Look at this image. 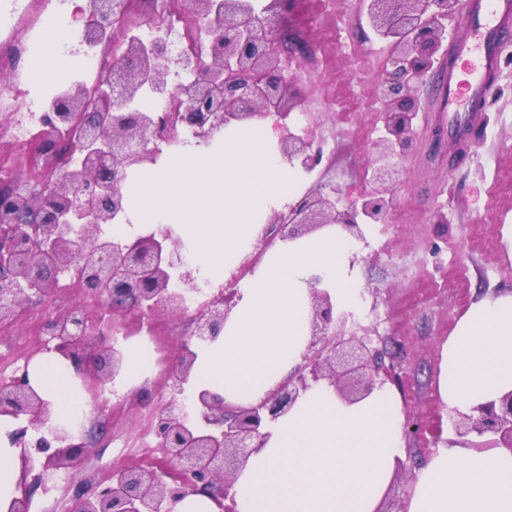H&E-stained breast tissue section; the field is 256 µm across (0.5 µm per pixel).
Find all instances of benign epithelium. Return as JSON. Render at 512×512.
<instances>
[{
	"instance_id": "1",
	"label": "benign epithelium",
	"mask_w": 512,
	"mask_h": 512,
	"mask_svg": "<svg viewBox=\"0 0 512 512\" xmlns=\"http://www.w3.org/2000/svg\"><path fill=\"white\" fill-rule=\"evenodd\" d=\"M186 4L210 37L205 56L185 61L194 78L169 81L178 51L166 39L145 43L125 38L96 91L77 84L45 115L37 152L50 159V168L40 189L29 194L12 187L0 191V326L13 322L32 298L46 295L71 271L81 275L85 294L114 315L130 310L149 317L188 312L186 293L196 287L195 277L179 261L180 240L170 227L160 226L132 240L106 235L107 227L125 215L128 171L155 163L161 145L177 143L181 132L207 144L233 121L260 120L274 113L281 120L282 158L307 173L320 163L321 151L284 123L301 99L296 82L279 66L278 49L293 52L300 45L282 37L272 19L291 9L295 0H270L260 13L252 0ZM462 6L463 0H361L367 24L391 47L375 87L384 133L372 143L374 189L345 209L330 195L306 193L272 213L259 237L261 249L277 238L294 240L327 224L362 240V224L388 221L392 199L387 194L400 161L414 147V90L434 72L448 40V21ZM130 8L131 0H88L80 43H103ZM148 87L169 97L172 109L136 108ZM72 124L78 135L65 141L62 129ZM237 295L234 288L222 289L195 309L191 331L165 368L164 385L171 398L149 417L155 447L165 461L161 467L116 468L96 489H89L81 475L82 462L91 453L86 434L53 418L49 403L29 382L28 366L1 382L0 416L23 422L10 435L22 467L20 495L11 512H29L27 476L34 450L45 459L33 482L59 469L71 471L66 512H173L177 502L199 492L208 494L220 512H236L232 489L237 472L263 447L268 423L320 381L334 386L341 397L357 400L380 376H390L383 351L356 336L336 337V322H345L346 315L334 317L329 295L314 288L311 338L303 362L286 380L248 406L228 404L202 391L192 402L194 412H189L179 396L197 359L196 347L214 341L224 330ZM46 330L52 342L48 351L67 360L85 388L113 383L120 375L123 352L95 342L82 307L51 317ZM154 389L155 381L147 378L121 402L135 406ZM458 417L459 434L491 433L493 444L512 448V392Z\"/></svg>"
}]
</instances>
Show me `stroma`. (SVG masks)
<instances>
[{
  "instance_id": "1",
  "label": "stroma",
  "mask_w": 512,
  "mask_h": 512,
  "mask_svg": "<svg viewBox=\"0 0 512 512\" xmlns=\"http://www.w3.org/2000/svg\"><path fill=\"white\" fill-rule=\"evenodd\" d=\"M275 25L307 48L302 56L285 50L279 55L303 98L287 124L323 154L320 165L302 176L299 190L336 193L342 208L360 202L373 189L371 146L383 133L374 87L390 47L370 31L357 0H298L294 12L277 17ZM56 47L71 60L68 75L59 83L30 81L33 101L96 82L84 65L88 51L75 35L58 33ZM447 67V59H440L436 75L415 91L420 108L414 148L399 164L387 223L364 225V238L355 244L358 288L343 328L345 335L378 341L391 354L394 372L387 385L399 395L403 416L419 423L418 433L403 440L395 499L408 494L415 470L437 449L479 442L477 434H458L456 413L439 398L441 348L472 302L512 292V55L502 63L496 93L478 113L463 149L455 140L435 139L450 119L441 109L437 78ZM32 151L11 134L0 136V169L10 171L11 186L21 192L35 189L48 166L44 159L32 164ZM440 212L447 223H436ZM69 281L61 276L49 296L0 327L1 356L23 364L45 355L49 336L33 335V328L85 301ZM148 418L144 406L89 410L84 427L94 448L83 475L95 482L114 467L160 460L154 447L141 445Z\"/></svg>"
}]
</instances>
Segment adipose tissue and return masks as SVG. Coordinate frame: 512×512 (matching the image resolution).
Wrapping results in <instances>:
<instances>
[{
	"instance_id": "1",
	"label": "adipose tissue",
	"mask_w": 512,
	"mask_h": 512,
	"mask_svg": "<svg viewBox=\"0 0 512 512\" xmlns=\"http://www.w3.org/2000/svg\"><path fill=\"white\" fill-rule=\"evenodd\" d=\"M353 254L332 224L268 250L222 334L198 348L192 393L247 405L292 373L310 339L312 284L345 310L356 288ZM29 378L56 419L86 408L61 356L33 362ZM437 390L460 413L512 392V292L473 302L458 319L441 351ZM266 431L236 476L237 512H381L405 457L400 402L387 387L348 401L329 384L314 385ZM401 510L512 512V450L438 449L416 470Z\"/></svg>"
}]
</instances>
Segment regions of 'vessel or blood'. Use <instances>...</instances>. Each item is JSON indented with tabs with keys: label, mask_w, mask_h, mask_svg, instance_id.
Instances as JSON below:
<instances>
[{
	"label": "vessel or blood",
	"mask_w": 512,
	"mask_h": 512,
	"mask_svg": "<svg viewBox=\"0 0 512 512\" xmlns=\"http://www.w3.org/2000/svg\"><path fill=\"white\" fill-rule=\"evenodd\" d=\"M512 30V0H465V17L448 46L441 105L467 131L476 103L492 97L505 49L499 34Z\"/></svg>",
	"instance_id": "obj_1"
}]
</instances>
